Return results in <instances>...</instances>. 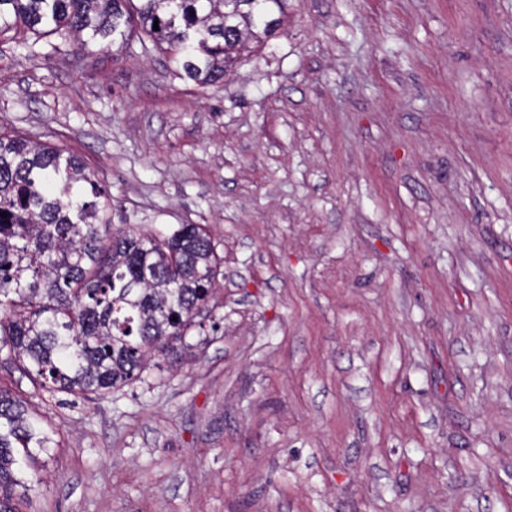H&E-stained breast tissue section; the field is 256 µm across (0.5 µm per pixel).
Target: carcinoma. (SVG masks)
<instances>
[{"label":"carcinoma","instance_id":"carcinoma-1","mask_svg":"<svg viewBox=\"0 0 512 512\" xmlns=\"http://www.w3.org/2000/svg\"><path fill=\"white\" fill-rule=\"evenodd\" d=\"M287 18L288 0H0V38L49 32L86 51L135 37L206 88ZM103 196L79 158L0 131V362L45 392L109 391L140 380L151 353L181 357L221 274L201 225L112 233ZM58 447L57 431L0 386V512H20L15 487Z\"/></svg>","mask_w":512,"mask_h":512}]
</instances>
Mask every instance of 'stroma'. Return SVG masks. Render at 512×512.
I'll use <instances>...</instances> for the list:
<instances>
[{"label":"stroma","instance_id":"35a3bbf8","mask_svg":"<svg viewBox=\"0 0 512 512\" xmlns=\"http://www.w3.org/2000/svg\"><path fill=\"white\" fill-rule=\"evenodd\" d=\"M0 127L222 259L132 385L0 365L61 440L22 512H512V0H288L207 88L4 38Z\"/></svg>","mask_w":512,"mask_h":512}]
</instances>
